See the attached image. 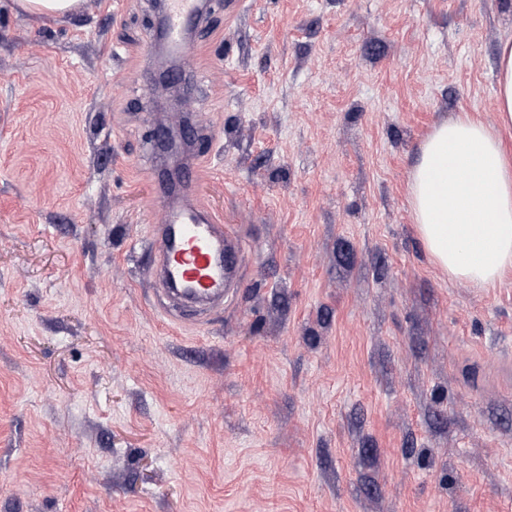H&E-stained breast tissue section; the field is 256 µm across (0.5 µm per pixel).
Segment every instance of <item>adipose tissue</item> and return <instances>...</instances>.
<instances>
[{
	"label": "adipose tissue",
	"instance_id": "adipose-tissue-1",
	"mask_svg": "<svg viewBox=\"0 0 512 512\" xmlns=\"http://www.w3.org/2000/svg\"><path fill=\"white\" fill-rule=\"evenodd\" d=\"M497 121L461 114L434 126L409 172L416 233L449 278L478 287L512 271V40L498 47Z\"/></svg>",
	"mask_w": 512,
	"mask_h": 512
}]
</instances>
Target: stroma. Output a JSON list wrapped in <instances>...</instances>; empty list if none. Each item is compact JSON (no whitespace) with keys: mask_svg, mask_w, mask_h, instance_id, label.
Instances as JSON below:
<instances>
[{"mask_svg":"<svg viewBox=\"0 0 512 512\" xmlns=\"http://www.w3.org/2000/svg\"><path fill=\"white\" fill-rule=\"evenodd\" d=\"M150 0H0V512H512V272L449 280L408 177L492 123L512 0H244L182 97L200 207L246 249L164 316ZM14 8L27 14L58 20L80 11L84 0H13Z\"/></svg>","mask_w":512,"mask_h":512,"instance_id":"35a3bbf8","label":"stroma"}]
</instances>
